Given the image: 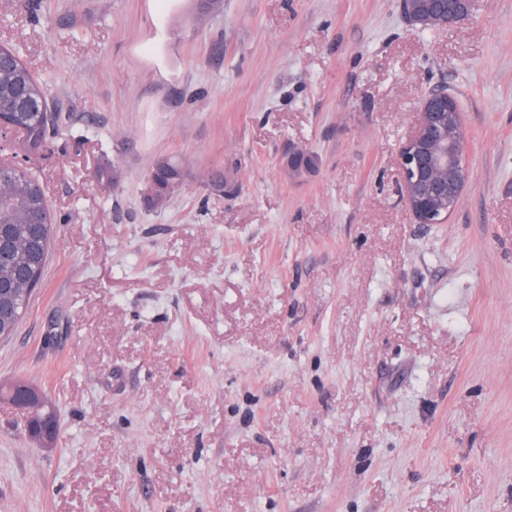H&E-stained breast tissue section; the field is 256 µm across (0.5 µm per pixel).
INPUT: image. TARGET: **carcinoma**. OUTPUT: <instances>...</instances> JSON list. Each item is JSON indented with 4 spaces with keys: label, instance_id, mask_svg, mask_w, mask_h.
I'll list each match as a JSON object with an SVG mask.
<instances>
[{
    "label": "carcinoma",
    "instance_id": "cac0c4a2",
    "mask_svg": "<svg viewBox=\"0 0 512 512\" xmlns=\"http://www.w3.org/2000/svg\"><path fill=\"white\" fill-rule=\"evenodd\" d=\"M0 121L28 132L34 142L48 138L55 129L46 85L31 72L19 48L1 44ZM181 174L177 161L157 160L148 175L146 203L163 205ZM98 179L107 187H117L116 166L103 164ZM54 233V216L38 179L25 168H0V340L14 335L42 287ZM26 386L24 380L1 385L0 398L14 403Z\"/></svg>",
    "mask_w": 512,
    "mask_h": 512
}]
</instances>
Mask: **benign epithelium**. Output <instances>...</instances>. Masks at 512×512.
<instances>
[{
  "instance_id": "1",
  "label": "benign epithelium",
  "mask_w": 512,
  "mask_h": 512,
  "mask_svg": "<svg viewBox=\"0 0 512 512\" xmlns=\"http://www.w3.org/2000/svg\"><path fill=\"white\" fill-rule=\"evenodd\" d=\"M480 0H425L418 5V26L448 29L469 19ZM466 126L457 100L446 91L424 96L415 134L399 154L400 193L418 224H445L455 211L470 177L466 162ZM303 151L288 154V173L302 177L309 169Z\"/></svg>"
}]
</instances>
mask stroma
I'll return each mask as SVG.
<instances>
[{
    "mask_svg": "<svg viewBox=\"0 0 512 512\" xmlns=\"http://www.w3.org/2000/svg\"><path fill=\"white\" fill-rule=\"evenodd\" d=\"M0 44L58 114L6 145L57 237L0 383L60 425L0 401V512H512V0L426 31L399 0H0ZM443 87L471 175L419 224L399 151ZM166 172L173 177L165 178ZM182 172L181 165L172 158L164 157L157 160L148 175L150 191L146 197V203L151 207L163 205L175 191L173 184ZM29 385V390L27 394V399L22 402L24 408L30 407L32 405L36 406H44L46 405L43 402L44 394L41 392L39 388H34L30 386V383L24 380H15L6 385L0 386V398L1 400H6L14 405V402L18 404L16 398L21 396L24 393V388ZM28 410V409H27Z\"/></svg>",
    "mask_w": 512,
    "mask_h": 512,
    "instance_id": "stroma-1",
    "label": "stroma"
}]
</instances>
